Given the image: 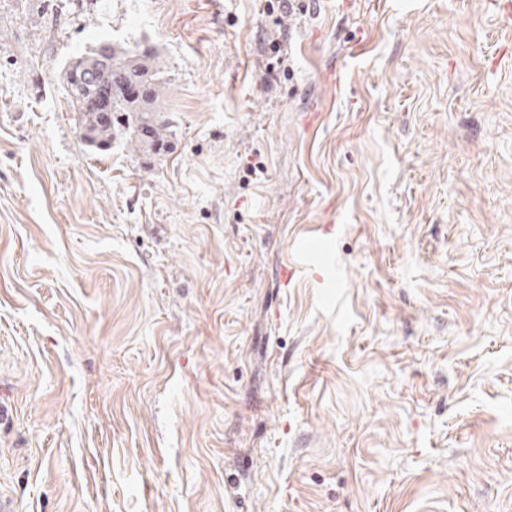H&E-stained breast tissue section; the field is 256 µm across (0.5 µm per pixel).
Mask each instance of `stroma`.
I'll return each instance as SVG.
<instances>
[{
  "label": "stroma",
  "instance_id": "stroma-1",
  "mask_svg": "<svg viewBox=\"0 0 512 512\" xmlns=\"http://www.w3.org/2000/svg\"><path fill=\"white\" fill-rule=\"evenodd\" d=\"M303 2L0 0L10 512H512V0ZM101 39L160 150L85 146ZM107 56L112 69L100 58ZM74 60H80L76 68H84L80 83H72L67 74L74 68ZM65 91L72 107L77 112V125L87 147L94 152H105L112 148V142L119 136L127 144L150 151L167 141L168 126L160 119L168 89L169 80L157 49L148 44L125 47L120 44L101 41L85 53L64 63ZM112 84H103L106 80ZM103 84V85H100ZM95 95L89 97L97 86ZM128 85L134 86L137 94L126 93ZM112 108V109H111ZM112 110V111H111ZM97 112H110L107 118ZM125 112L127 123L123 129L112 124V113ZM151 141L145 140L146 133Z\"/></svg>",
  "mask_w": 512,
  "mask_h": 512
}]
</instances>
